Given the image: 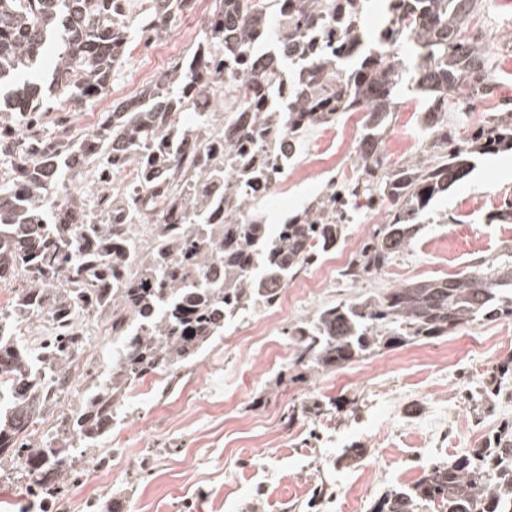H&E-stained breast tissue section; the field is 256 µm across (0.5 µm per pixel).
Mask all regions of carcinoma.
<instances>
[{
	"label": "carcinoma",
	"mask_w": 512,
	"mask_h": 512,
	"mask_svg": "<svg viewBox=\"0 0 512 512\" xmlns=\"http://www.w3.org/2000/svg\"><path fill=\"white\" fill-rule=\"evenodd\" d=\"M120 0H0V282L19 281L0 306V477L19 474L35 486L73 475L72 448L95 449L123 410L132 383L158 371L176 376L196 362L224 327L257 307H270L303 267L336 247L345 225L336 182L271 232L255 185L277 188L282 169L272 143L288 133L299 152L303 130L364 112V133L346 186L356 208L388 203L387 218L342 271L352 284L384 268L409 248L420 215L437 195L469 174L473 158L512 149V113L502 112L457 141L448 135V94L464 89L484 99L495 89L489 58L463 34L482 0H391L380 50L366 49L360 30L320 46L323 30L345 10L360 23L364 0H214L193 52L135 99L116 102L92 140L66 145L41 125L44 101L58 97L73 111L104 93L127 52L132 23ZM189 0H147L140 28L159 37ZM55 52L48 86L36 79ZM229 76L241 86L238 117L246 127L225 130L224 113L182 115ZM428 101L422 115L433 157L394 167L380 157L383 131L399 101ZM195 143L191 154L184 139ZM138 155L142 175L123 196L98 194L91 205L72 192L88 166L99 178L124 170ZM257 156L256 169L233 174L224 156ZM240 183L237 200L220 202L224 182ZM70 211L56 222L55 212ZM178 229L156 252L135 251L131 225L154 223V212ZM50 319L52 338L26 345L25 317ZM102 319L121 348L105 379L59 422L44 447L32 426L69 386V368L86 346L82 318ZM512 317V246L451 278L386 288L328 306L291 328L300 357L319 370L340 367L381 346L430 340L484 322ZM512 500V428L482 447L427 466L409 486L377 498L371 512H507Z\"/></svg>",
	"instance_id": "cac0c4a2"
}]
</instances>
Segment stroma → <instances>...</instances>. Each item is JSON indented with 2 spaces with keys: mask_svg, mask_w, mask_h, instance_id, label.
Instances as JSON below:
<instances>
[{
  "mask_svg": "<svg viewBox=\"0 0 512 512\" xmlns=\"http://www.w3.org/2000/svg\"><path fill=\"white\" fill-rule=\"evenodd\" d=\"M212 0H190L166 37L145 43L132 33L125 60L113 71L109 96L83 111H56L47 99L49 130L65 125L81 140L97 128L113 102L138 95L189 55L202 36ZM497 32L483 47L494 64L492 97L474 110L449 112L448 131L464 138L512 103V0H483L467 33ZM421 102L407 97L391 115L383 140L388 161L401 164L423 140ZM512 201V151L478 156L473 169L438 195L421 218L418 241L394 257L411 280L468 271L512 245V224L490 217ZM373 225L350 224L344 241L317 257L310 270L334 259L344 268L372 235ZM310 270L288 283L277 302L284 316L268 336L249 334L246 318L225 328L199 360L177 378L147 375L130 389L121 423L78 472L51 497L50 512H370L386 490L418 480L425 465L467 452L512 424V319L487 322L432 340L382 348L340 369L318 371L299 360L290 328L324 306L358 293L394 287L386 271L352 285L334 276L326 288L303 291ZM501 387L493 403L477 392ZM347 401L356 418L328 411L288 423L295 405ZM368 453L348 466L335 464L352 443Z\"/></svg>",
  "mask_w": 512,
  "mask_h": 512,
  "instance_id": "stroma-1",
  "label": "stroma"
}]
</instances>
